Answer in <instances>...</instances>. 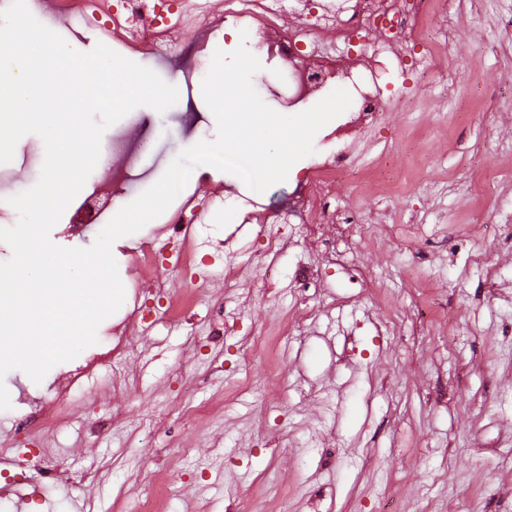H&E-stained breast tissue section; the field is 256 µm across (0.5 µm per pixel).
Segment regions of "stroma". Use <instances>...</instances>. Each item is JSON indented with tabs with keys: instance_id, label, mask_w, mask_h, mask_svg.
Returning a JSON list of instances; mask_svg holds the SVG:
<instances>
[{
	"instance_id": "1",
	"label": "stroma",
	"mask_w": 512,
	"mask_h": 512,
	"mask_svg": "<svg viewBox=\"0 0 512 512\" xmlns=\"http://www.w3.org/2000/svg\"><path fill=\"white\" fill-rule=\"evenodd\" d=\"M510 14L512 0H479L476 10L453 14L463 33L483 36L468 49L470 71L451 60L425 81L392 72L384 97L407 118L401 130L378 135L412 191L383 197L391 216L375 238L342 243L369 265L367 283L324 261L300 234L262 258L267 225L229 213L196 225V265L224 291L223 335L212 333L209 300L174 322L160 308L141 317L125 299L97 339L110 345L114 319L140 322L129 369L132 393L148 408L114 417L112 366L102 365L74 390L70 426L44 441L66 464L93 466L96 484L42 486L23 501L0 492V512H122L125 497L143 494L142 472L154 456L167 458L174 480L164 512H192L195 497L208 512H228L238 495L252 512H454L465 495L473 512H512V335L504 333L512 327V246L477 224L490 207L512 215V192H500L487 167L492 159L512 167V29L502 24ZM41 22L83 53L116 45L75 17L65 26L48 15ZM492 73L501 87L488 97L482 85ZM159 75L177 87L176 105L163 114L138 107L102 136L104 161L116 134L150 141L136 161L141 177L119 192L118 209L181 150L216 136L201 79L186 82L176 62ZM436 112L460 119L444 130ZM44 158L43 140L25 135L0 173L32 187ZM161 227L156 218L114 242L124 288L132 286L130 258ZM229 258L242 272L230 284L222 276ZM301 267L317 271L315 286L301 288ZM293 319L302 330H287ZM84 361L59 363L38 384L10 371L0 445L27 448L17 420ZM258 377L279 407H257L249 385ZM260 429L271 448L253 447ZM214 442L222 455L212 454Z\"/></svg>"
}]
</instances>
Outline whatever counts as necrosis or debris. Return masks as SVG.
Returning a JSON list of instances; mask_svg holds the SVG:
<instances>
[{
	"instance_id": "4bbe7bcc",
	"label": "necrosis or debris",
	"mask_w": 512,
	"mask_h": 512,
	"mask_svg": "<svg viewBox=\"0 0 512 512\" xmlns=\"http://www.w3.org/2000/svg\"><path fill=\"white\" fill-rule=\"evenodd\" d=\"M121 2L116 9L112 0H52L49 10L63 24L72 16H81L86 25L114 33L127 50L160 62L179 61L192 75L208 45L217 38L209 17L223 14L225 24L247 31L287 66L290 80L279 95L292 105L319 94L330 82L347 85L353 83L356 74L367 75L369 84L360 92L355 112L348 122L336 127L342 148L304 168L297 179L300 212L306 225L381 223L382 211L340 210L332 202L338 187L356 177L355 156L368 146L371 132L383 118L384 80L393 68L430 72V64L417 56V47L436 51L441 60L462 53L448 35V0H183L177 11L171 10L167 0ZM113 150L125 163L113 168L111 179L95 182L78 202L79 221L73 226L74 232L105 223L112 212L111 181L135 178L132 161L140 152L139 143L118 140ZM215 199V193L210 192L205 201L186 200L164 216V232L176 245L173 269L193 268L195 254L188 232L194 225L208 222ZM134 331L133 325L123 321L113 326L114 345L87 358L85 366L64 374L52 399L25 414L34 439L43 440L67 424L72 389L100 362L131 359ZM0 457L16 470L28 465L49 482L71 477L62 470L59 453L48 448L37 449L24 464L13 448H1Z\"/></svg>"
}]
</instances>
